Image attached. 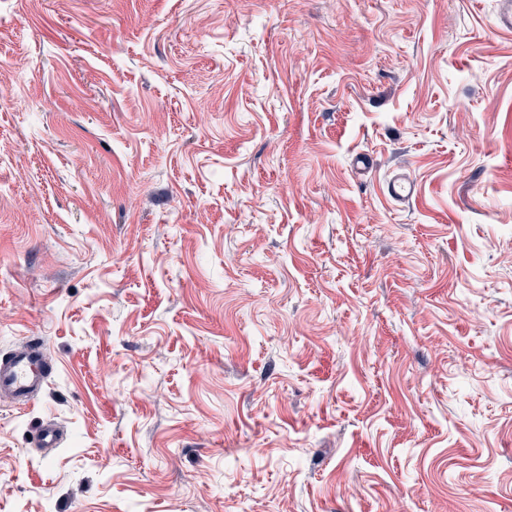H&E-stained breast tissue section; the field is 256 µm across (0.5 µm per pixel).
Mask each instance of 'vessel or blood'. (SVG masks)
I'll list each match as a JSON object with an SVG mask.
<instances>
[{
	"mask_svg": "<svg viewBox=\"0 0 512 512\" xmlns=\"http://www.w3.org/2000/svg\"><path fill=\"white\" fill-rule=\"evenodd\" d=\"M387 195L396 202L411 201L415 185L408 175L395 176L387 183ZM50 374L42 342L32 340L30 344L0 357V395L22 404L28 403L42 391Z\"/></svg>",
	"mask_w": 512,
	"mask_h": 512,
	"instance_id": "1",
	"label": "vessel or blood"
}]
</instances>
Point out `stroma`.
I'll return each mask as SVG.
<instances>
[{
    "instance_id": "obj_1",
    "label": "stroma",
    "mask_w": 512,
    "mask_h": 512,
    "mask_svg": "<svg viewBox=\"0 0 512 512\" xmlns=\"http://www.w3.org/2000/svg\"><path fill=\"white\" fill-rule=\"evenodd\" d=\"M496 2L0 0V512H512ZM387 195L396 202H410L415 195V185L406 174L395 176L387 183ZM44 346L38 339L0 357V394L21 404L38 395L53 368L45 362Z\"/></svg>"
}]
</instances>
